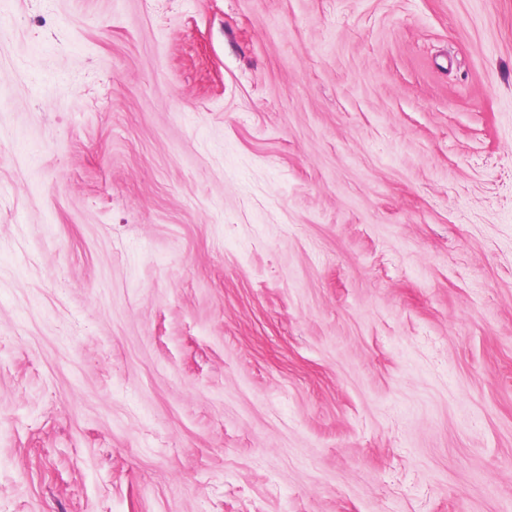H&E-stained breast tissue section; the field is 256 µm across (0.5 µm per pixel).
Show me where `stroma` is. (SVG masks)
Here are the masks:
<instances>
[{
	"mask_svg": "<svg viewBox=\"0 0 512 512\" xmlns=\"http://www.w3.org/2000/svg\"><path fill=\"white\" fill-rule=\"evenodd\" d=\"M0 512H512V0H0Z\"/></svg>",
	"mask_w": 512,
	"mask_h": 512,
	"instance_id": "1",
	"label": "stroma"
}]
</instances>
